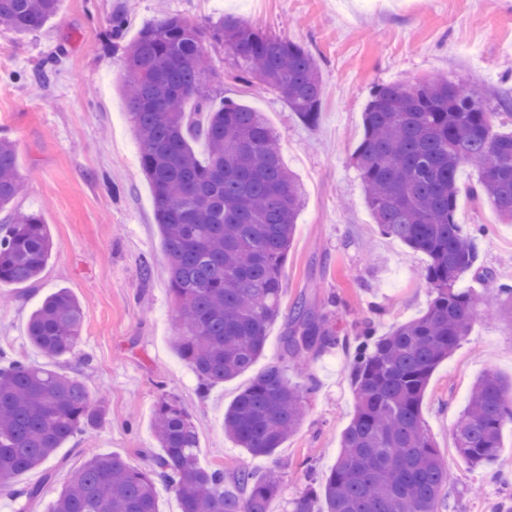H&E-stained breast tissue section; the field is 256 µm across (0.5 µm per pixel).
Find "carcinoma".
<instances>
[{
  "mask_svg": "<svg viewBox=\"0 0 512 512\" xmlns=\"http://www.w3.org/2000/svg\"><path fill=\"white\" fill-rule=\"evenodd\" d=\"M60 0H0V25L23 36L53 18ZM231 59L236 82L275 92L306 123L318 118L320 67L302 44L227 15L193 27L165 14L125 47L123 97L150 186L179 305L177 352L205 385L245 372L262 355L281 308L282 267L303 206L298 178L284 165L278 138L261 112L232 100L214 106L203 81L215 60L203 41ZM195 102L196 111L186 110ZM201 118L206 158L190 146ZM512 94L487 97L470 79L427 77L375 87L364 112V136L353 153L365 201L380 231L428 257L427 311L382 336L360 322L349 373L355 413L341 435L330 474L287 503L289 512H439L449 468L434 449L422 402L435 368L469 335L483 297L456 287L479 270L475 236L456 221L457 174L479 167L478 190L499 219L512 222ZM22 190L14 146L0 141V287L34 283L53 241L39 215L14 211ZM512 323V288L490 303ZM286 349L306 361L339 342L333 312L300 297ZM82 310L66 290L44 298L30 315L28 341L57 357L74 350ZM311 383H292L270 365L224 413V434L254 456H268L300 426ZM100 398L75 377L8 357L0 350V479L44 468L26 486L44 497L47 464L58 448L106 420ZM512 423V381L488 373L473 384L455 425L456 448L473 468L495 462L501 429ZM153 434L161 452L147 470L118 454L89 457L52 500L50 512H158L156 484L173 489L181 512H267L281 485L273 471L241 470L226 487L220 468L199 461L187 413L159 404ZM323 500L324 509L316 508Z\"/></svg>",
  "mask_w": 512,
  "mask_h": 512,
  "instance_id": "obj_1",
  "label": "carcinoma"
}]
</instances>
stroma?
<instances>
[{"instance_id": "stroma-1", "label": "stroma", "mask_w": 512, "mask_h": 512, "mask_svg": "<svg viewBox=\"0 0 512 512\" xmlns=\"http://www.w3.org/2000/svg\"><path fill=\"white\" fill-rule=\"evenodd\" d=\"M163 11L200 27L231 14L300 42L316 57L323 81L320 118L312 126L272 92L247 91L220 74L206 82L214 98L262 112L306 202L283 265L282 313L267 331L262 356L205 390L175 349L178 308L118 87L127 41ZM114 14L127 19L118 41L107 28ZM473 72L487 96L512 87V0H61L57 15L28 36L0 28V140L15 145L24 184L16 208L38 213L53 240L34 284L0 288V346L80 379L107 409L102 426L57 450V485L95 453L114 452L133 467L149 468L156 451L153 414L166 400L189 413L203 466L223 468L229 477L243 469L280 472L281 494L270 512H284L286 501L319 487L355 410L346 349L312 360L308 374L318 389L306 401L299 429L273 455L256 458L236 447L224 435V412L270 364H280L296 382L308 375L297 372L284 351L300 296L318 307L337 298L334 319L343 337L365 318H374L382 334L426 311L427 257L381 234L352 155L377 85ZM478 174L470 164L459 171L456 219L469 230L488 226L477 245L481 268L493 276L480 280L470 273L460 285L491 299L499 284H512V224L473 199ZM146 260L153 265L149 277L142 271ZM61 288L81 305V338L73 353L49 358L29 346L26 325L44 297ZM487 372L512 378V327L480 316L435 370L422 404L426 428L454 475L440 512L512 506V426H504L490 467L469 466L454 448V425L470 387Z\"/></svg>"}]
</instances>
